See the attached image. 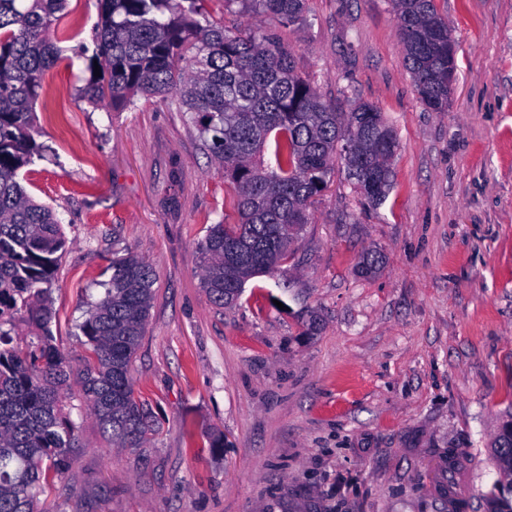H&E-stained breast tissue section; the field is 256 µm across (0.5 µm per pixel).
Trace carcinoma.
<instances>
[{"mask_svg":"<svg viewBox=\"0 0 512 512\" xmlns=\"http://www.w3.org/2000/svg\"><path fill=\"white\" fill-rule=\"evenodd\" d=\"M306 0H224L255 15L292 23ZM406 65L427 108L448 107V73L456 43L435 0H393ZM67 0H0V512H51L40 500L69 462L73 427L62 393L71 366L50 331L48 294L66 252L53 210L35 202L19 172L40 156L33 107L42 79L59 60L51 37ZM91 61L107 84H87L92 103L132 109L139 96H160L184 114L236 190L238 222L210 228L202 244V287L217 306L231 305L246 282L276 268L309 223V208L327 186L336 160L369 203L391 186L397 148L393 127L379 109L350 112L328 105L298 75L291 52L269 37L232 33L214 21L201 0H100ZM271 148L276 165L264 163ZM383 257L368 252L358 271L368 275ZM104 296L80 326L89 356L81 391L112 443L139 448L150 417L134 396L132 361L145 332L156 276L134 255L112 259ZM36 341L13 345L18 321ZM512 481V412L504 415L490 448ZM485 512H512V492L495 491Z\"/></svg>","mask_w":512,"mask_h":512,"instance_id":"1","label":"carcinoma"}]
</instances>
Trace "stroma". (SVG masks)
<instances>
[{"mask_svg":"<svg viewBox=\"0 0 512 512\" xmlns=\"http://www.w3.org/2000/svg\"><path fill=\"white\" fill-rule=\"evenodd\" d=\"M435 5L457 43L444 112L417 95L392 0H308L289 24L204 0L226 29L288 46L327 104H372L397 137L381 205L336 167L287 259L222 308L201 245L237 223L235 190L166 101L82 98L99 8L69 0L35 105L45 156L20 172L69 242L51 290L58 351L85 354L79 326L112 257L145 259L156 283L131 367L151 429L113 447L71 377L76 448L45 495L54 512H447L443 484L483 512L512 407V0ZM372 250L384 264L361 276Z\"/></svg>","mask_w":512,"mask_h":512,"instance_id":"1","label":"stroma"}]
</instances>
